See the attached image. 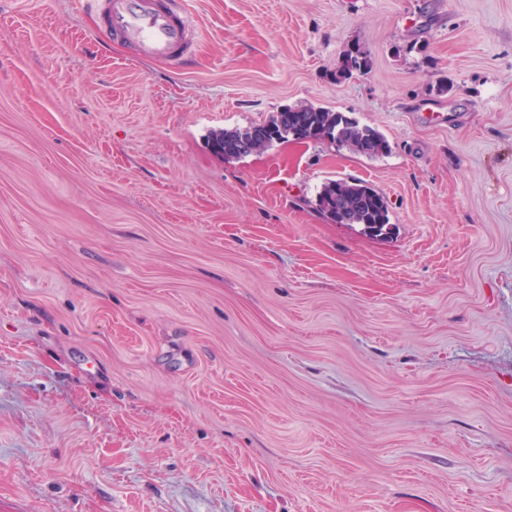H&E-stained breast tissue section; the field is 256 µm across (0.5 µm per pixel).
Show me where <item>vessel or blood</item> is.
Here are the masks:
<instances>
[{
	"label": "vessel or blood",
	"instance_id": "vessel-or-blood-1",
	"mask_svg": "<svg viewBox=\"0 0 512 512\" xmlns=\"http://www.w3.org/2000/svg\"><path fill=\"white\" fill-rule=\"evenodd\" d=\"M104 38L128 45L139 56L182 66L194 55L197 31L181 0H90Z\"/></svg>",
	"mask_w": 512,
	"mask_h": 512
}]
</instances>
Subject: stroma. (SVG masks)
<instances>
[{
  "label": "stroma",
  "mask_w": 512,
  "mask_h": 512,
  "mask_svg": "<svg viewBox=\"0 0 512 512\" xmlns=\"http://www.w3.org/2000/svg\"><path fill=\"white\" fill-rule=\"evenodd\" d=\"M183 2L0 0V512H512V0ZM296 104L389 152L207 145ZM88 1L103 24L101 41H120L139 56L180 67L193 57L197 31L180 0ZM317 209L333 223L362 224L373 233L381 234L388 224L384 197L360 180L325 182L318 194Z\"/></svg>",
  "instance_id": "1"
}]
</instances>
